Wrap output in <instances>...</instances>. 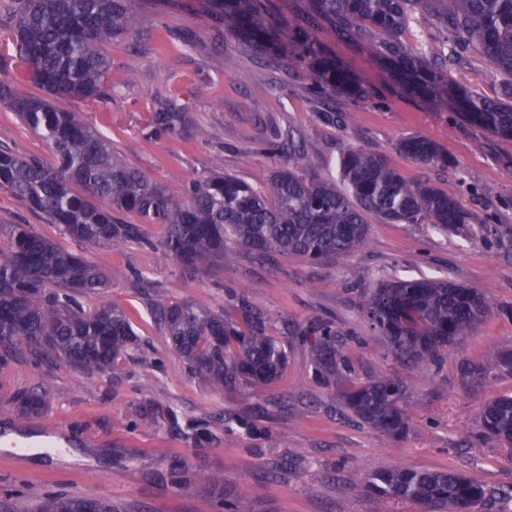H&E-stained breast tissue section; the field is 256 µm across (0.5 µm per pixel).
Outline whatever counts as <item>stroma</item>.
Listing matches in <instances>:
<instances>
[{"mask_svg":"<svg viewBox=\"0 0 512 512\" xmlns=\"http://www.w3.org/2000/svg\"><path fill=\"white\" fill-rule=\"evenodd\" d=\"M207 0H131L142 18L105 46L110 60L106 101H60L96 128L125 160L153 181L169 184L227 172L259 185L285 164L269 153L278 129H293L316 173L336 182L347 147L385 156L410 180L454 186L471 221L441 232L431 224H387L367 218L365 241L351 254L321 262L273 253L260 256L229 244L224 267L183 272L159 245L161 226H144V241L94 247L63 234L0 189V225L30 224L62 249L112 271L107 288L81 297L84 309L103 303L124 309L137 345L108 372L67 363L35 362L17 347L0 363V431L63 432L67 445L26 449L20 460L0 447V492L17 491L19 512L49 493L109 498L122 512H222L199 487L170 484L175 462L222 474L225 494L243 512H430L419 503L378 497L370 475L393 468L452 470L494 490L484 512H512V452L483 435L480 412L490 399L512 394V371L497 361L512 343V139L467 121L454 105L414 98L359 43L329 27L318 32L329 55L367 88L368 98L333 102L313 95L307 70L274 63L225 35L206 11ZM12 48L11 22L0 13V80L32 91ZM449 76L476 96L494 99L501 79L469 53ZM188 112L203 138L145 132L162 102ZM354 121H345L346 113ZM21 156L44 163L46 142L0 107V132ZM419 135L448 154L447 169L424 167L396 149ZM446 280L486 294L491 311L473 336L448 347L439 361L411 369L364 319L361 295L396 279ZM189 300L235 313L247 300L268 319L269 333L288 344V368L262 394L238 387L217 391L189 375L154 321L157 303ZM336 330V378H319L312 364L315 332ZM474 367V376L461 373ZM411 380L403 407L410 430L395 439L377 434L341 396L377 373ZM43 393L46 406L19 416L15 398Z\"/></svg>","mask_w":512,"mask_h":512,"instance_id":"obj_1","label":"stroma"}]
</instances>
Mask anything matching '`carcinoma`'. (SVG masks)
I'll use <instances>...</instances> for the list:
<instances>
[{"label": "carcinoma", "mask_w": 512, "mask_h": 512, "mask_svg": "<svg viewBox=\"0 0 512 512\" xmlns=\"http://www.w3.org/2000/svg\"><path fill=\"white\" fill-rule=\"evenodd\" d=\"M212 16L224 32L271 59L291 51L313 78V90L362 97L365 90L336 64L317 38L327 25L342 39L360 42L391 76L414 95L434 102L448 90L458 108L492 134L512 138V0H306L298 20L272 22L263 0H211ZM417 14L434 17L444 40L413 52L403 40ZM141 19L130 0H18L12 44L26 65L27 81L43 95L16 92L0 82V106L49 144L54 165L23 157L0 140V188L31 211L45 214L68 237L92 246L143 239L142 224L163 228L160 244L188 274L224 265L229 239L263 255L291 254L310 262L346 256L364 241L366 216L389 224H433L446 231L470 223L453 192L428 181L411 182L381 155L352 147L339 160L341 184L315 174L292 133L277 135L270 151L287 163L260 186L232 174H212L190 184L161 185L112 151L107 139L55 99L105 101L110 62L101 47ZM472 49L502 77L501 97L491 100L448 84L447 63ZM184 134L202 138L187 114L173 104L153 113L146 137ZM397 149L427 167L445 169L448 157L433 142L402 138ZM81 187L84 193L75 191ZM0 345L25 346L39 359L61 360L87 371L113 369L136 341L128 314L115 305L87 312L77 296L106 287L99 265L60 249L29 224H1ZM368 323L390 343L393 355L418 367L434 362L441 348L470 335L490 311L488 298L452 282L399 279L380 283L361 304ZM240 319L190 300L159 307L160 325L189 372L213 389L246 387L255 394L285 373L287 348L267 332V319L243 301ZM316 369L336 373V331L318 329ZM404 381L380 374L344 392L346 405L377 433L397 437L410 426L403 409ZM21 413L39 412L38 392L17 397ZM483 433L512 445V395L483 406ZM179 488L198 486L224 497V477L203 468L175 466ZM365 487L385 498L406 499L435 512H482L488 490L454 471L396 468L370 475ZM36 512H121L110 499L48 495Z\"/></svg>", "instance_id": "cac0c4a2"}]
</instances>
